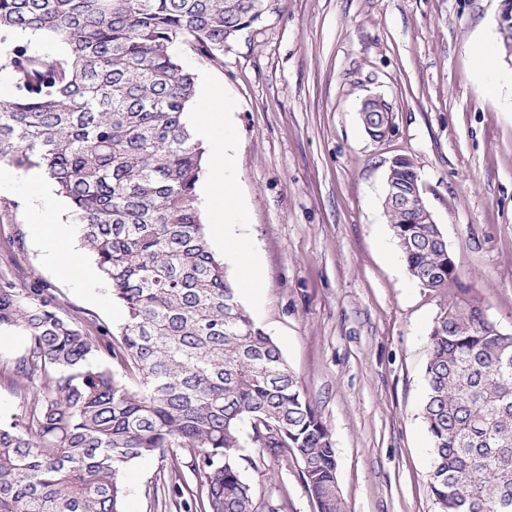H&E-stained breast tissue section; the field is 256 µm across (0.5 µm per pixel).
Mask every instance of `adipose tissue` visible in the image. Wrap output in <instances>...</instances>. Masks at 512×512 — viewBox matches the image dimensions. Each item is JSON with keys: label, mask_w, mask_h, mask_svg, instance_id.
<instances>
[{"label": "adipose tissue", "mask_w": 512, "mask_h": 512, "mask_svg": "<svg viewBox=\"0 0 512 512\" xmlns=\"http://www.w3.org/2000/svg\"><path fill=\"white\" fill-rule=\"evenodd\" d=\"M224 114L219 101H212L198 119V133L211 144L213 164L209 173L211 192L219 216L214 225V234L223 239L229 249L241 262L244 269L242 286L249 290L258 289L260 282L252 272L248 260L250 247L247 241L235 234L232 225L223 223L226 213L238 206V196L232 180L235 169V149L230 135L224 134ZM30 190L31 199L42 215L46 228L43 236L48 243V257L57 264L67 266L77 283L89 288L93 285L91 274L82 268L72 257L68 243L71 238L70 226L56 216L57 204L51 191L43 181L40 170H31L24 178Z\"/></svg>", "instance_id": "adipose-tissue-1"}]
</instances>
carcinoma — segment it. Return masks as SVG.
I'll use <instances>...</instances> for the list:
<instances>
[{"label":"carcinoma","instance_id":"cac0c4a2","mask_svg":"<svg viewBox=\"0 0 512 512\" xmlns=\"http://www.w3.org/2000/svg\"><path fill=\"white\" fill-rule=\"evenodd\" d=\"M268 0H0V164L38 168L69 201L83 247L125 311L117 331L81 324L50 289L0 284V329L27 339L12 369L27 422L0 425V512H123L135 460L189 457L193 480L164 491L175 512H279L241 475V425L291 456L317 512H347L327 425L279 346L256 326L210 250L198 201L205 148L186 121L195 77L170 48L217 59ZM512 55V15L497 18ZM57 40L40 51L26 32ZM381 100L362 117L383 138ZM412 197L407 158L388 172ZM411 277L445 293L456 279L438 225L384 197ZM135 376L129 385L108 360ZM423 419L437 512H512V333L454 296L427 341Z\"/></svg>","mask_w":512,"mask_h":512}]
</instances>
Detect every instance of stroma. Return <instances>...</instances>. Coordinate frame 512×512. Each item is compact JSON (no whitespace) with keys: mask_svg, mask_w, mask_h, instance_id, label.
Segmentation results:
<instances>
[{"mask_svg":"<svg viewBox=\"0 0 512 512\" xmlns=\"http://www.w3.org/2000/svg\"><path fill=\"white\" fill-rule=\"evenodd\" d=\"M500 0H269L219 59L171 52L219 90L233 134L241 211L262 288L239 300L279 346L332 435L350 512H434L422 416L425 349L443 306L410 276L384 212L391 162L410 158L458 284L512 333V58L489 86L471 47H499ZM393 129L365 132L363 101ZM23 181L0 190V277L44 285L74 318L119 327L108 283L78 287L47 256ZM26 338L0 331V424L25 420L11 370ZM241 474L257 501L317 512L292 459L262 455L243 427ZM185 459L133 462L123 512H164L154 487L191 481ZM392 113L389 105L381 100L372 105L362 117L366 133L374 140L382 139L391 125Z\"/></svg>","mask_w":512,"mask_h":512,"instance_id":"35a3bbf8","label":"stroma"}]
</instances>
